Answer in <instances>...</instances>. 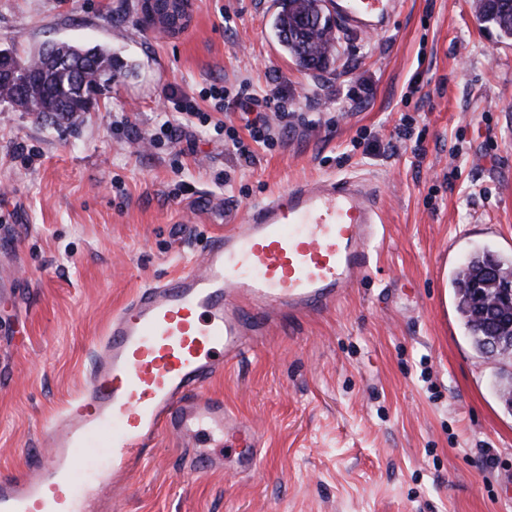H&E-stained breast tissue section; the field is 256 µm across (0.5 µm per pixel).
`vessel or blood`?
Returning a JSON list of instances; mask_svg holds the SVG:
<instances>
[{"label": "vessel or blood", "mask_w": 512, "mask_h": 512, "mask_svg": "<svg viewBox=\"0 0 512 512\" xmlns=\"http://www.w3.org/2000/svg\"><path fill=\"white\" fill-rule=\"evenodd\" d=\"M334 9L357 32L379 33L399 3ZM381 228L375 193L351 177L295 183L231 218L196 267L142 287L113 314L84 387L46 424L49 455L0 477V512H112L103 488L132 480L165 432L190 440L185 466L196 474L222 469L223 448H259L207 385L263 344L272 313L335 305L369 274Z\"/></svg>", "instance_id": "b4317fda"}]
</instances>
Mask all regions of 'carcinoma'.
<instances>
[{
  "label": "carcinoma",
  "mask_w": 512,
  "mask_h": 512,
  "mask_svg": "<svg viewBox=\"0 0 512 512\" xmlns=\"http://www.w3.org/2000/svg\"><path fill=\"white\" fill-rule=\"evenodd\" d=\"M275 17V36L296 64L321 75L332 72L335 63L337 21L320 15L319 0H280ZM476 19L492 26L503 39L512 38V0H472ZM125 65L101 45L46 42L21 57L10 48L0 49V100L38 118L50 117L62 126L73 122L96 100L97 90L124 74ZM512 276V260L488 251L472 254L453 280L458 311L472 344L484 353L489 337L507 333L512 315L505 312L492 322L475 298L495 277Z\"/></svg>",
  "instance_id": "obj_1"
}]
</instances>
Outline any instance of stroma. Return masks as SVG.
I'll use <instances>...</instances> for the list:
<instances>
[{"label": "stroma", "mask_w": 512, "mask_h": 512, "mask_svg": "<svg viewBox=\"0 0 512 512\" xmlns=\"http://www.w3.org/2000/svg\"><path fill=\"white\" fill-rule=\"evenodd\" d=\"M141 0H0V48L104 43L136 67L69 129L0 101V476L47 454L43 427L84 383L93 346L135 292L189 268L225 216L324 175L378 190L384 236L334 307L282 316L212 395L262 438L192 474L164 434L122 512H512V363L478 354L452 278L486 249L512 257V40L471 0H403L385 33L340 31L334 72L299 68L277 0H192L179 35L138 24ZM293 118L246 163L215 124L241 85ZM224 89L211 98V86ZM195 97L179 143L166 95ZM411 125L413 139L395 131Z\"/></svg>", "instance_id": "obj_1"}]
</instances>
